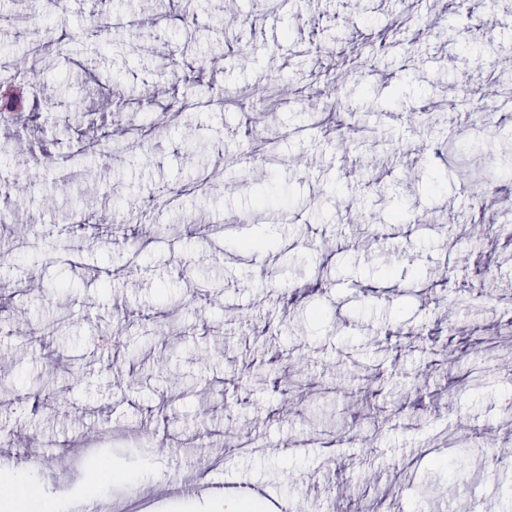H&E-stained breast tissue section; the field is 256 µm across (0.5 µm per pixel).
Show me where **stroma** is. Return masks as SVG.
<instances>
[{"label": "stroma", "mask_w": 512, "mask_h": 512, "mask_svg": "<svg viewBox=\"0 0 512 512\" xmlns=\"http://www.w3.org/2000/svg\"><path fill=\"white\" fill-rule=\"evenodd\" d=\"M29 2L0 0V78L50 105L0 122V322L12 330L0 367L22 391L55 377L39 410L0 399V426L34 434L60 465L0 446V474L24 468L56 512L120 506L134 488L148 512H214L226 487L262 489L263 512H512V468L492 462L512 454V124L489 136L461 109L479 66L512 111V0H492L491 32L471 0L440 26L435 0H310L273 15L265 0H191L176 24L169 0H122V47L87 34L95 0L34 18ZM61 28L62 48L32 36ZM236 40L249 56L226 55ZM210 58L223 61L217 76H186ZM337 71L341 110L373 137L337 131L316 100ZM89 72L111 98L94 95ZM116 122L134 129L108 160L100 138ZM449 136L467 163L437 156ZM300 156L313 167L296 168ZM465 166L504 175L477 236ZM263 189L292 208L258 213ZM128 212L154 234L98 220ZM259 234L270 248H238ZM47 327L60 360L35 339ZM111 332L115 354L99 342ZM322 408L363 443L326 453L311 423ZM467 438L481 472L457 467ZM191 446L207 480L161 493L196 476ZM116 468L130 480L107 484ZM425 483L440 494L420 498Z\"/></svg>", "instance_id": "35a3bbf8"}]
</instances>
